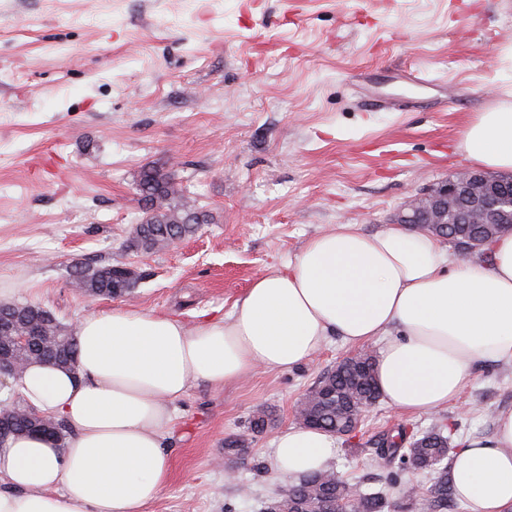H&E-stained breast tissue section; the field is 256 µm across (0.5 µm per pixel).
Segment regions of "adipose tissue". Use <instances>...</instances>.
Masks as SVG:
<instances>
[{"instance_id":"1","label":"adipose tissue","mask_w":512,"mask_h":512,"mask_svg":"<svg viewBox=\"0 0 512 512\" xmlns=\"http://www.w3.org/2000/svg\"><path fill=\"white\" fill-rule=\"evenodd\" d=\"M463 150L512 169V103L480 113ZM488 251L490 263L458 261L439 237L402 224H339L195 328L120 307L81 317L76 369L36 362L19 382L24 406L63 421L66 439L22 433L0 447V512H145L169 481L163 438L191 383L294 369L331 336L384 337L377 378L398 411L447 407L475 369L512 364V231ZM336 451L333 434L294 425L276 437L273 462L299 477L330 469ZM448 470L472 512H512V408L491 435L465 437Z\"/></svg>"}]
</instances>
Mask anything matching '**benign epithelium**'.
Instances as JSON below:
<instances>
[{
	"mask_svg": "<svg viewBox=\"0 0 512 512\" xmlns=\"http://www.w3.org/2000/svg\"><path fill=\"white\" fill-rule=\"evenodd\" d=\"M449 215L457 224H482L490 234L512 231V191L485 171L462 170L407 202L397 222L414 228H444ZM21 370L22 365L1 347L0 386L18 379Z\"/></svg>",
	"mask_w": 512,
	"mask_h": 512,
	"instance_id": "1",
	"label": "benign epithelium"
}]
</instances>
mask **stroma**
I'll use <instances>...</instances> for the list:
<instances>
[{"mask_svg":"<svg viewBox=\"0 0 512 512\" xmlns=\"http://www.w3.org/2000/svg\"><path fill=\"white\" fill-rule=\"evenodd\" d=\"M0 0V300L66 326L115 307L179 318L229 313L269 266L337 224L371 233L473 162L469 123L512 102V0ZM419 67L435 80L403 82ZM366 82L402 112H364ZM174 175L212 217L163 250H129L142 169ZM132 264L123 297L69 284L80 266ZM354 347L331 338L311 362L239 383L197 382L173 404L170 478L147 512H263L281 489L275 436L304 393ZM512 407V366L483 369L448 408L372 407L339 439L333 469L384 482L372 442L397 425L461 419L488 436ZM267 429L245 462L226 437L257 410ZM234 481L225 478L226 467Z\"/></svg>","mask_w":512,"mask_h":512,"instance_id":"stroma-1","label":"stroma"}]
</instances>
